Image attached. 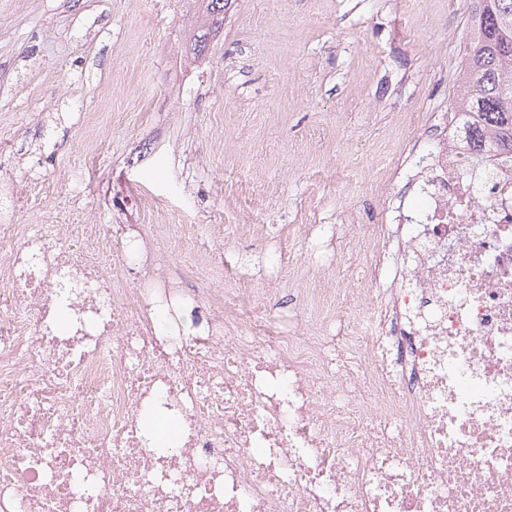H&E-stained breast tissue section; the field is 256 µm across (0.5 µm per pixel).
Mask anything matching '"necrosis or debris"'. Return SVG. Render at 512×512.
Here are the masks:
<instances>
[{"label": "necrosis or debris", "mask_w": 512, "mask_h": 512, "mask_svg": "<svg viewBox=\"0 0 512 512\" xmlns=\"http://www.w3.org/2000/svg\"><path fill=\"white\" fill-rule=\"evenodd\" d=\"M452 109L415 216L367 224L371 317L306 335L58 203L0 215V512H512V150ZM205 330L159 339L151 305ZM69 329L56 327L60 311ZM178 413L177 448L139 417Z\"/></svg>", "instance_id": "4bbe7bcc"}]
</instances>
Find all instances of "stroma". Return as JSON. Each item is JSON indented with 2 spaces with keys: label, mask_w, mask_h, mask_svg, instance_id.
<instances>
[{
  "label": "stroma",
  "mask_w": 512,
  "mask_h": 512,
  "mask_svg": "<svg viewBox=\"0 0 512 512\" xmlns=\"http://www.w3.org/2000/svg\"><path fill=\"white\" fill-rule=\"evenodd\" d=\"M471 0H230L201 57L193 0H0V208L45 223L79 198L93 224L151 235L176 279L260 288L278 246L280 313L351 289L358 220L418 207L411 145L455 103ZM52 182L39 211L20 181ZM316 225V237L300 227ZM334 259L323 269L314 250Z\"/></svg>",
  "instance_id": "obj_1"
}]
</instances>
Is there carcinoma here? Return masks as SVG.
<instances>
[{
  "label": "carcinoma",
  "mask_w": 512,
  "mask_h": 512,
  "mask_svg": "<svg viewBox=\"0 0 512 512\" xmlns=\"http://www.w3.org/2000/svg\"><path fill=\"white\" fill-rule=\"evenodd\" d=\"M229 0H196L193 54H203L209 37L224 26ZM460 111L484 119L494 143L512 148V0H473L470 37L458 74Z\"/></svg>",
  "instance_id": "1"
}]
</instances>
